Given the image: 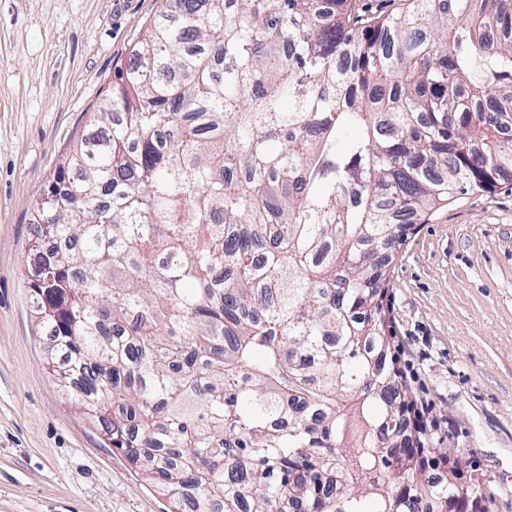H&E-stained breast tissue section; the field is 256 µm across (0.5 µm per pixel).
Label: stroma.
<instances>
[{
    "label": "stroma",
    "instance_id": "1",
    "mask_svg": "<svg viewBox=\"0 0 512 512\" xmlns=\"http://www.w3.org/2000/svg\"><path fill=\"white\" fill-rule=\"evenodd\" d=\"M160 0H0V512H169L59 386L26 277L31 210ZM399 366L434 447L512 512V180L412 225L389 267Z\"/></svg>",
    "mask_w": 512,
    "mask_h": 512
}]
</instances>
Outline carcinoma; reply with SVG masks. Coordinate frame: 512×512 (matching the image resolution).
Instances as JSON below:
<instances>
[{
    "label": "carcinoma",
    "mask_w": 512,
    "mask_h": 512,
    "mask_svg": "<svg viewBox=\"0 0 512 512\" xmlns=\"http://www.w3.org/2000/svg\"><path fill=\"white\" fill-rule=\"evenodd\" d=\"M32 217L57 380L171 512H452L384 301L512 171V0H162ZM407 4V0H361L360 7L375 16H392L405 10Z\"/></svg>",
    "instance_id": "obj_1"
}]
</instances>
